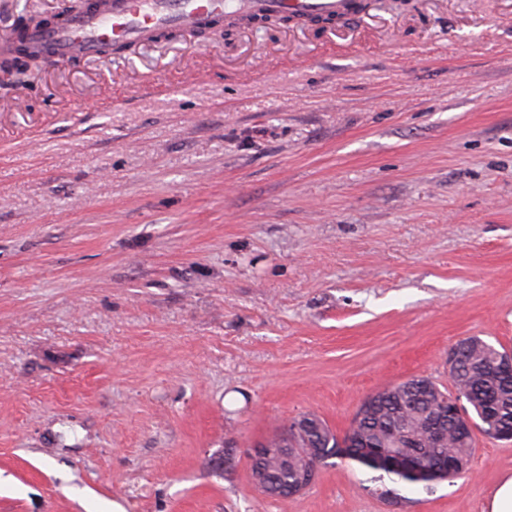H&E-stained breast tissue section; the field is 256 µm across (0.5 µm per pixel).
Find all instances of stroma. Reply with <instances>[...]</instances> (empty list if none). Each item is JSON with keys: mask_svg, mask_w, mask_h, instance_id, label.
<instances>
[{"mask_svg": "<svg viewBox=\"0 0 512 512\" xmlns=\"http://www.w3.org/2000/svg\"><path fill=\"white\" fill-rule=\"evenodd\" d=\"M512 349V0L161 36L0 82V512H485L512 442L391 510L243 448ZM231 452L214 470L211 458Z\"/></svg>", "mask_w": 512, "mask_h": 512, "instance_id": "stroma-1", "label": "stroma"}]
</instances>
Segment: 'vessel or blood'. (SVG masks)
Here are the masks:
<instances>
[{
  "label": "vessel or blood",
  "instance_id": "vessel-or-blood-1",
  "mask_svg": "<svg viewBox=\"0 0 512 512\" xmlns=\"http://www.w3.org/2000/svg\"><path fill=\"white\" fill-rule=\"evenodd\" d=\"M349 0H103L88 12L31 34L59 58L96 55L102 42L148 40L154 33L179 28L201 30L227 11L261 16L333 17L348 13Z\"/></svg>",
  "mask_w": 512,
  "mask_h": 512
}]
</instances>
